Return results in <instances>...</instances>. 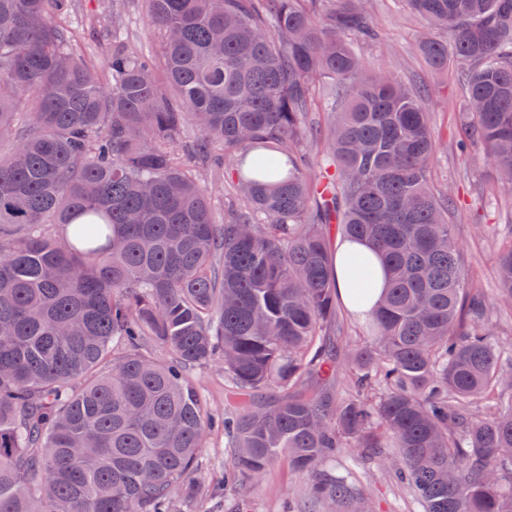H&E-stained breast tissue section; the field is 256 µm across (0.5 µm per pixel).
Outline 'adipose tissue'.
Masks as SVG:
<instances>
[{"instance_id": "ef3b65f1", "label": "adipose tissue", "mask_w": 512, "mask_h": 512, "mask_svg": "<svg viewBox=\"0 0 512 512\" xmlns=\"http://www.w3.org/2000/svg\"><path fill=\"white\" fill-rule=\"evenodd\" d=\"M364 266L374 269L376 276L366 295L359 297L355 294V285L360 269ZM334 273L338 295L345 308L353 317L365 318L375 309L387 286L385 270L376 248L364 241L359 243L346 240L338 242Z\"/></svg>"}]
</instances>
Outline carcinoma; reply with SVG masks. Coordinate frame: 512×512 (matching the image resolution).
<instances>
[{
  "label": "carcinoma",
  "instance_id": "1",
  "mask_svg": "<svg viewBox=\"0 0 512 512\" xmlns=\"http://www.w3.org/2000/svg\"><path fill=\"white\" fill-rule=\"evenodd\" d=\"M143 2L164 68L114 10L106 85L69 0H0V512H197L214 417L185 372L208 365L227 381L229 487L284 458L310 484L283 512H370L352 450L397 459L424 512H512V358L430 185L428 89L351 48L381 39L366 0ZM403 2L432 69L456 64L460 146L511 189L512 0ZM188 125L190 152L219 149L235 177L220 222L178 156ZM332 229L388 273L370 349L333 338ZM496 277L512 302V238ZM341 363L354 392L332 399ZM495 388L506 400L473 420Z\"/></svg>",
  "mask_w": 512,
  "mask_h": 512
}]
</instances>
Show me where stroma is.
<instances>
[{
	"instance_id": "obj_1",
	"label": "stroma",
	"mask_w": 512,
	"mask_h": 512,
	"mask_svg": "<svg viewBox=\"0 0 512 512\" xmlns=\"http://www.w3.org/2000/svg\"><path fill=\"white\" fill-rule=\"evenodd\" d=\"M125 13L124 32L135 54L161 58V35L136 0H71L69 24L84 55L101 62L96 31L111 27L113 7ZM368 8L383 30L380 42L357 43V51L371 68L387 70L403 80L428 85L424 103L430 115L437 146L430 174L437 188L452 192L454 236L474 287L482 289L488 324L504 350L512 349V302L497 294L496 261L502 241L512 234V191L498 187L497 168L481 145L460 155L457 130L463 118L464 91L452 78L434 74L415 44L421 27L403 0H368ZM230 450L220 433H213L195 472L211 490L203 512H279L288 497L304 489L307 476L287 465L276 466L246 496L223 487L224 462ZM355 475L370 489L372 512H423L409 489L389 475L388 467L371 461L357 464Z\"/></svg>"
}]
</instances>
